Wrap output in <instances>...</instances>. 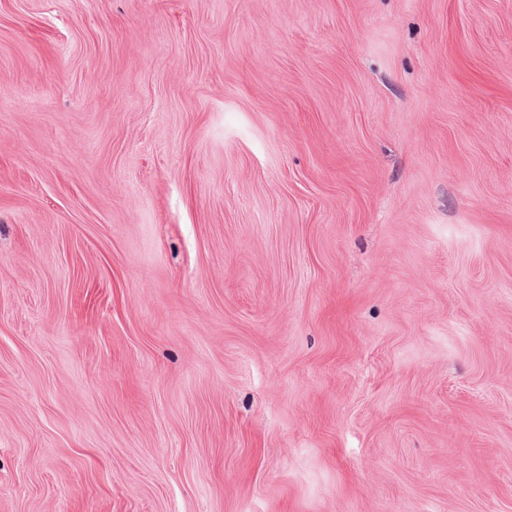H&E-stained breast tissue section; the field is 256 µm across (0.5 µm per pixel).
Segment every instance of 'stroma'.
Wrapping results in <instances>:
<instances>
[{"label": "stroma", "instance_id": "35a3bbf8", "mask_svg": "<svg viewBox=\"0 0 512 512\" xmlns=\"http://www.w3.org/2000/svg\"><path fill=\"white\" fill-rule=\"evenodd\" d=\"M0 512H512V0H0Z\"/></svg>", "mask_w": 512, "mask_h": 512}]
</instances>
